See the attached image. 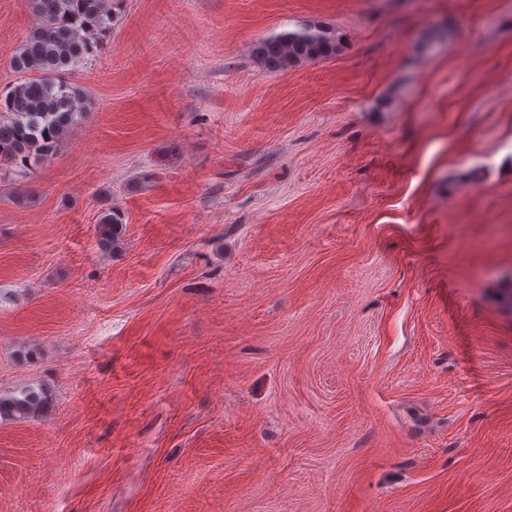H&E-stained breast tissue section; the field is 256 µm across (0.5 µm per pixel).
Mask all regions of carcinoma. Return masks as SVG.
<instances>
[{
	"instance_id": "obj_1",
	"label": "carcinoma",
	"mask_w": 512,
	"mask_h": 512,
	"mask_svg": "<svg viewBox=\"0 0 512 512\" xmlns=\"http://www.w3.org/2000/svg\"><path fill=\"white\" fill-rule=\"evenodd\" d=\"M41 18L17 47L9 65L17 82L0 91V165L27 169L51 153L69 129L90 111L85 90L66 74L85 63L100 36L117 23L113 0H23ZM336 38L323 27L305 24L295 31L259 41L256 59L271 70L336 53ZM126 224L118 209L98 223L100 243L112 252L124 245ZM52 408V394L28 387L0 396V417L18 421Z\"/></svg>"
}]
</instances>
